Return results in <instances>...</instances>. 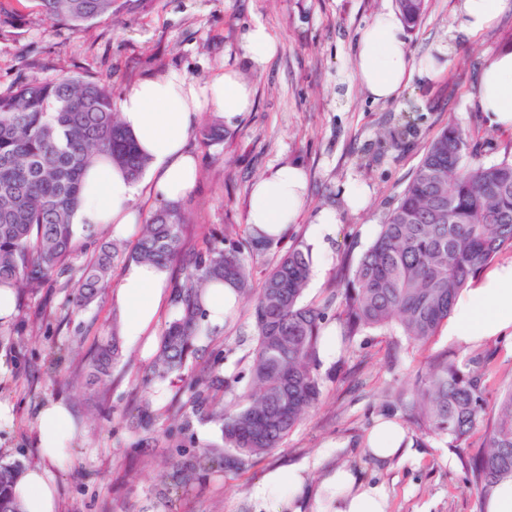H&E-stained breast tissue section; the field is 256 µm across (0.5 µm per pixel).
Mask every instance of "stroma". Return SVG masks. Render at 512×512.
I'll list each match as a JSON object with an SVG mask.
<instances>
[{"label": "stroma", "instance_id": "1", "mask_svg": "<svg viewBox=\"0 0 512 512\" xmlns=\"http://www.w3.org/2000/svg\"><path fill=\"white\" fill-rule=\"evenodd\" d=\"M457 5L458 0H428L421 24L404 32L414 60L446 48L441 70L414 75L396 100L375 102L354 76L355 47L378 12L395 9V0H117L112 17L79 31L47 21L34 0H0V93L25 82L80 75L107 81L117 104L146 78L177 71L202 81L219 70L239 71L254 89L253 108L237 125L225 127L221 143L208 145L191 133L189 146L201 175L182 201L183 247L167 265V276H178L191 258L199 225L219 233L228 224L248 227L256 179L271 168L296 165L306 175V200L279 250L298 247L312 254L308 231L315 216L331 209L339 218L323 269L311 275L303 297L318 304L357 264L441 130L451 125L466 130L475 162L512 156V132L490 127L472 101L480 68L503 46H512V15L489 31L453 40L448 24ZM257 23L279 42L276 55L261 68L253 67L242 49L244 33ZM405 112L414 118L417 133L396 145L384 134ZM351 184L365 193L362 209H350L342 196ZM126 265L125 259L115 260L101 299L69 320L59 318L68 289L45 288L0 322V402L8 403L12 414L0 426V459L27 467L39 463V411L59 399L71 407V456L53 468L56 512H101L105 505L110 512H272L271 504L253 495L270 471L299 466L316 484L344 465L386 487L388 512H485L462 459L446 441L422 437L408 424L402 457L378 463L364 454L385 390L413 377L426 357L404 337L378 331L364 332L341 345L333 361L321 362V401L284 447L242 474L217 468L200 485L159 499L157 456L170 443V423L158 418L155 439L146 443L124 412L144 396L161 409L184 395V383L176 378L142 382L173 315L172 302L159 310L148 349L123 346L111 382L94 398L64 384L81 363L67 346L77 337L107 336L120 328L114 293ZM211 334L200 350L202 359L223 347L222 374L247 384L253 337L247 306L239 305ZM431 349L447 351L459 362L481 358L487 404L512 385L510 339L465 347L443 328Z\"/></svg>", "mask_w": 512, "mask_h": 512}]
</instances>
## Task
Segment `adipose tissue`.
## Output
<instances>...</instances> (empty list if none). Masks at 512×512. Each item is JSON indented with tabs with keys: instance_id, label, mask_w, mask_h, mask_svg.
Returning <instances> with one entry per match:
<instances>
[{
	"instance_id": "1",
	"label": "adipose tissue",
	"mask_w": 512,
	"mask_h": 512,
	"mask_svg": "<svg viewBox=\"0 0 512 512\" xmlns=\"http://www.w3.org/2000/svg\"><path fill=\"white\" fill-rule=\"evenodd\" d=\"M512 0H460L450 26L467 36L494 26ZM355 76L376 101L396 99L414 71L436 69L433 58L414 62L403 38V26L394 12L376 14L359 38L354 57ZM474 103L490 126L512 130V48L497 52L480 71ZM250 84L235 71H219L204 82L172 72L134 84L119 105L123 127L147 159V182L158 198L179 201L194 188L200 173L188 139L200 115L222 113L226 124H237L251 111ZM306 181L295 165L273 168L254 182L250 221L262 232L277 236L298 219L305 202ZM139 185L111 159L101 156L88 168L82 201L73 222L111 227L124 234L138 223L133 201ZM165 268L133 262L122 274L115 293L121 330L129 344L147 336L163 300ZM512 331V261L497 264L471 279L453 307L448 334L470 345ZM67 404L58 401L42 410L37 419L36 441L42 461L28 467L15 486L23 512H55L54 477L50 464L66 460L73 440ZM405 432L394 421L376 425L366 440L368 455L386 461L403 451ZM308 477L303 468L291 467L268 474L256 487L257 499L273 503L274 512H300ZM318 512H387L383 487L369 483L360 472L339 467L323 478Z\"/></svg>"
}]
</instances>
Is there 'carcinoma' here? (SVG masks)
<instances>
[{"mask_svg":"<svg viewBox=\"0 0 512 512\" xmlns=\"http://www.w3.org/2000/svg\"><path fill=\"white\" fill-rule=\"evenodd\" d=\"M44 17L75 31L112 16L116 0H36ZM404 23L415 27L426 0H396ZM104 154L139 179L147 165L112 105L109 84L79 76L22 83L0 94V287L12 288L16 301L42 288L60 286L63 275L76 276L71 316L104 293L112 264L119 256L132 262L167 266L180 251L185 212L177 203L159 207L133 247L102 242L95 257L79 266L77 233L93 241L101 231L72 223L81 202L84 174L92 159ZM469 134L457 126L443 129L430 143L412 178L388 214L352 274L340 280L324 304L303 302L309 260L296 247L280 253L264 277L253 280V257L273 240L254 227L244 231L224 225L222 238L201 232L184 276L174 285L177 313L168 321L144 382L177 377L187 383L190 411L182 403L165 410L180 435L192 419L221 426L224 452L179 443L167 463V497L189 489L215 467L243 471L251 462L280 448L316 408L321 396L320 331L332 302H339L343 336L366 330L404 336L428 347L448 323L454 303L468 281L497 254L512 249V159L468 163ZM214 282L232 284L250 303L254 327L249 382L233 401L224 393L233 382L220 375L222 352L196 369L198 343L207 329L204 298ZM120 358L115 335L95 338L90 358L77 377L91 396L110 381ZM483 369L460 364L448 353L429 355L412 384L386 391L380 410L402 411L423 435L448 439L462 448L486 416ZM148 432L158 415L149 399L134 408ZM472 483L487 497L501 481L512 479V388L500 397L486 428V446L468 462ZM23 464L0 462V512H22L14 485Z\"/></svg>","mask_w":512,"mask_h":512,"instance_id":"1","label":"carcinoma"}]
</instances>
